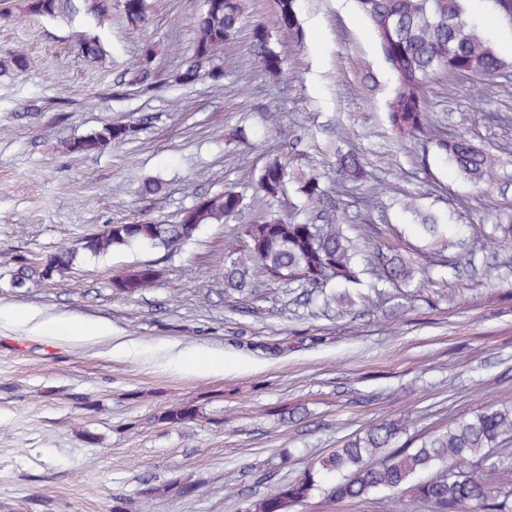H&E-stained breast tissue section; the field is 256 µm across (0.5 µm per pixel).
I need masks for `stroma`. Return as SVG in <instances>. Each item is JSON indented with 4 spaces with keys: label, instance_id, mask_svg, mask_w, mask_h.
Instances as JSON below:
<instances>
[{
    "label": "stroma",
    "instance_id": "35a3bbf8",
    "mask_svg": "<svg viewBox=\"0 0 512 512\" xmlns=\"http://www.w3.org/2000/svg\"><path fill=\"white\" fill-rule=\"evenodd\" d=\"M135 29L112 8L102 22L25 13L0 5V512H238L263 492L255 474L277 462L293 479L319 454L370 425L404 419L397 445L512 404V249L490 231L512 210V80L440 75L429 112L495 161L479 192L436 148L399 139L386 122L396 78L354 0H298V27H281L275 0H242L235 43L219 53L221 80L188 86L172 76L194 51L203 0H148ZM262 23L284 61L264 76L249 49ZM107 55L84 57L82 32ZM153 44L154 88L129 84L141 48ZM26 54L23 72L10 66ZM500 113L498 123L486 113ZM136 126L135 138L99 154L67 143L106 124ZM363 153L392 186L370 224L343 205L342 222L363 225L364 253L400 247L420 271L409 285L374 287L372 275L345 286L353 304L323 307L278 286L225 294L226 243L260 211L256 180L269 158L291 171L332 179L337 150ZM159 192L140 195L146 180ZM241 213L200 227L173 249L132 245L79 256L62 282L11 288L21 260L39 262L110 224L176 221L202 196L226 187ZM448 226L459 268L420 256L416 211ZM150 264L155 283L133 297L112 281ZM21 309L32 321H13ZM104 326L84 343L40 335L36 323ZM124 343L128 354L116 356ZM189 354L220 356L203 373ZM194 405L197 420L175 426L166 412ZM162 487L155 499L145 483ZM191 483L188 495L167 484ZM292 512H415L407 498L332 501L315 494Z\"/></svg>",
    "mask_w": 512,
    "mask_h": 512
}]
</instances>
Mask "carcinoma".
<instances>
[{
	"label": "carcinoma",
	"instance_id": "obj_1",
	"mask_svg": "<svg viewBox=\"0 0 512 512\" xmlns=\"http://www.w3.org/2000/svg\"><path fill=\"white\" fill-rule=\"evenodd\" d=\"M469 0H356L369 20L381 54L396 76L398 87L388 104L387 122L399 137L432 144L458 171L476 186L492 174L490 156L463 135L439 129L430 117L427 102L432 80L441 73L472 74L494 79L512 72V62L497 53L468 14ZM497 18L512 27V0H488ZM26 11L57 17L84 13L97 19L112 9V0H25ZM280 25L297 27L296 0H276ZM127 24L133 28L146 21L145 0H122ZM243 23L240 0H206L195 25L194 53L174 82L190 85L203 76L214 80L221 71L213 60L237 36ZM251 54L270 78L283 71V61L269 47L264 26L252 29ZM136 130L127 125L106 124L72 139L68 151L90 155L132 139ZM336 195L355 196L364 223L371 221L381 194L390 190L366 169L355 152H339L335 161ZM288 166L280 159L269 161L258 179L263 197L274 200L288 183ZM304 200L303 217L284 218L268 209L246 225L224 255V289L253 295L259 287L285 286L291 291L310 288L323 291L330 285L359 281L365 273L356 262L358 237L348 224H314L308 213L328 199L322 176L314 171L294 176ZM243 198L231 188L199 198L177 221L142 220L133 224H110L84 239L82 250L94 256L136 243L170 247L183 244L204 224L222 223L236 216ZM421 234L429 249L445 251L447 225L433 214L421 216ZM77 252L61 250L44 264L24 261L12 279L26 288L46 281L51 274H65ZM373 274L388 283H408L415 268L400 252L390 249L367 260ZM157 270L142 266L112 281V291L133 296L154 283ZM198 411L191 405L176 407L165 416L170 424L191 422ZM403 430L398 421L372 425L326 456L316 457L294 479L274 483L264 470L259 482L268 485L258 496L244 501L245 512H288L316 491L335 501L353 500L370 494L394 496L404 493L418 506L433 512H459L472 505V512H512V405H489L469 418L430 434L419 447H395Z\"/></svg>",
	"mask_w": 512,
	"mask_h": 512
}]
</instances>
